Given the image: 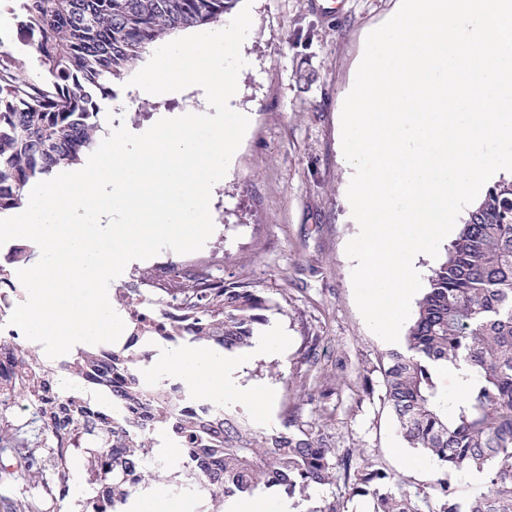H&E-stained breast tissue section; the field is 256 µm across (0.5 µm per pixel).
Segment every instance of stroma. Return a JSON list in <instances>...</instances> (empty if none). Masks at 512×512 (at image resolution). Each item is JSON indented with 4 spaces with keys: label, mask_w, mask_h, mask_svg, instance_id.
Here are the masks:
<instances>
[{
    "label": "stroma",
    "mask_w": 512,
    "mask_h": 512,
    "mask_svg": "<svg viewBox=\"0 0 512 512\" xmlns=\"http://www.w3.org/2000/svg\"><path fill=\"white\" fill-rule=\"evenodd\" d=\"M339 3L254 0L235 102L252 119L229 177L214 192L215 230L199 255L213 276L261 292L271 305L269 326L285 338L242 371V384L276 392L266 432L295 424L325 447L353 450L386 469L402 491L427 492L441 468L403 440L384 401L389 348L355 303L345 248L357 228L346 218L349 175L339 153L340 106L357 58L398 0ZM111 87L101 111L121 112L137 127L162 110L201 106L193 92L143 105L123 80ZM406 453L419 466L402 468ZM336 497L349 512H370L369 498L352 495L341 477L293 502L318 512Z\"/></svg>",
    "instance_id": "stroma-1"
}]
</instances>
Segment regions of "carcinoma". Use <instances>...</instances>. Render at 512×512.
I'll return each instance as SVG.
<instances>
[{
    "label": "carcinoma",
    "mask_w": 512,
    "mask_h": 512,
    "mask_svg": "<svg viewBox=\"0 0 512 512\" xmlns=\"http://www.w3.org/2000/svg\"><path fill=\"white\" fill-rule=\"evenodd\" d=\"M237 0H19L17 38L31 50L36 72L9 52L0 54V213L21 206L26 186L59 165L95 149L100 101L110 83L166 36L208 24ZM165 300H177L182 339L228 352L252 346L267 324L269 300L245 284H224L206 269L169 271ZM464 363L466 399L458 406L438 390L440 368ZM126 359L81 349L62 363L12 352L16 395L34 407L29 436L0 404V456L14 459L23 492L8 512H61L48 490L68 485L70 458L57 451L56 433L96 463L114 448L117 463L93 497L117 512L130 490L123 467L142 461L150 443L137 431L158 421L173 429L175 445L197 464L199 483L215 512L224 500L258 490L303 496L329 484L336 472L353 478L352 495L368 496L372 512H512V180L486 188L468 213L447 258L432 270L417 301L404 346L388 355L385 401L404 440L439 462L433 494L396 490L382 468L361 464L350 449L324 447L309 434H264L218 405L201 417L162 384L153 389L126 372ZM77 377L107 392L112 408L133 414L132 435L112 443V414L80 393L54 395ZM486 473L487 490L459 501L448 474Z\"/></svg>",
    "instance_id": "1"
}]
</instances>
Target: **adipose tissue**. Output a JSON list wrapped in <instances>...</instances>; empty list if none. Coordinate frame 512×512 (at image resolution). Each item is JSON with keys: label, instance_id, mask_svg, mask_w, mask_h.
I'll return each mask as SVG.
<instances>
[{"label": "adipose tissue", "instance_id": "obj_1", "mask_svg": "<svg viewBox=\"0 0 512 512\" xmlns=\"http://www.w3.org/2000/svg\"><path fill=\"white\" fill-rule=\"evenodd\" d=\"M156 363L160 369L181 377L187 388L197 394L221 398L246 408L262 407L271 398L264 387L240 384L242 358H227L216 350L201 346L163 349L159 351Z\"/></svg>", "mask_w": 512, "mask_h": 512}]
</instances>
